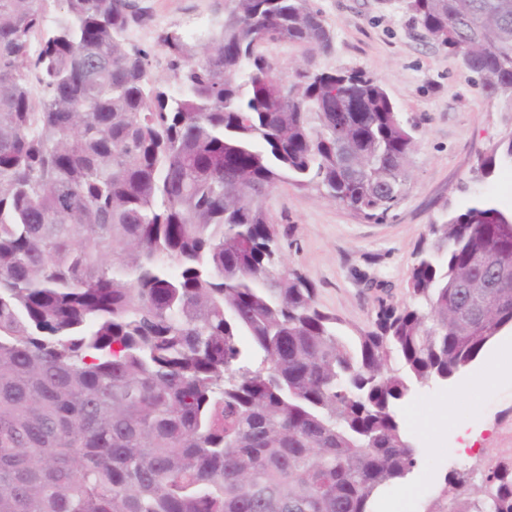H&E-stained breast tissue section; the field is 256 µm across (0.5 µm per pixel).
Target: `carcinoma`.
<instances>
[{"instance_id": "cac0c4a2", "label": "carcinoma", "mask_w": 512, "mask_h": 512, "mask_svg": "<svg viewBox=\"0 0 512 512\" xmlns=\"http://www.w3.org/2000/svg\"><path fill=\"white\" fill-rule=\"evenodd\" d=\"M46 2L0 0V512H373L419 464L396 402L512 328V283L476 263L512 262V217L431 225L408 300L382 288L350 328L270 258L266 200L287 180L381 220L416 138L363 71L275 78L265 46L332 49L310 0H224L194 46L159 32L172 87L129 40L135 0ZM404 2L512 104V0ZM509 164L512 132L473 174ZM441 495L512 512V459ZM477 262L491 269V275L484 280V288H500L504 280L512 274V266L493 258H478Z\"/></svg>"}]
</instances>
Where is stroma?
<instances>
[{
  "label": "stroma",
  "mask_w": 512,
  "mask_h": 512,
  "mask_svg": "<svg viewBox=\"0 0 512 512\" xmlns=\"http://www.w3.org/2000/svg\"><path fill=\"white\" fill-rule=\"evenodd\" d=\"M149 20L132 30L133 40L154 51L159 31L186 33L189 24L219 19L218 0H138ZM333 34L330 52L272 44L267 55L276 76L288 80L295 67L360 69L380 80L418 141L410 165V188L382 222L368 221L322 197L282 182L266 205L280 229L285 264L317 290L319 304L346 323L366 325L377 306L378 288L394 302L406 299L405 282L415 251L430 225L473 206L512 211V169L484 181L472 177L479 154L512 131V111L487 97L477 76L447 48L424 38L401 0H311ZM503 331L456 382L417 387L399 405V420L422 457L408 480L382 493L378 512H394L416 489V512L445 486L452 470H467L512 458V358L497 365ZM478 430L473 449L461 452L460 429Z\"/></svg>",
  "instance_id": "35a3bbf8"
}]
</instances>
